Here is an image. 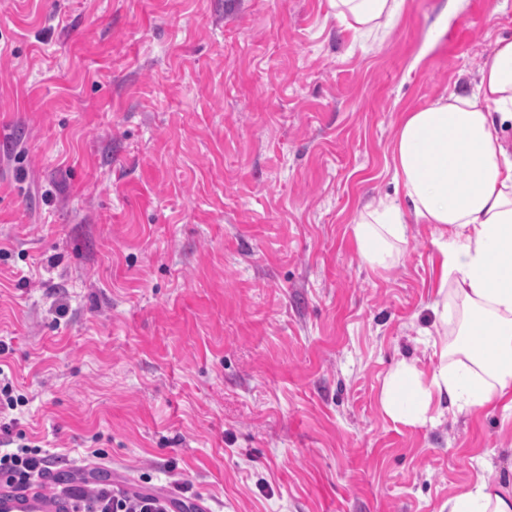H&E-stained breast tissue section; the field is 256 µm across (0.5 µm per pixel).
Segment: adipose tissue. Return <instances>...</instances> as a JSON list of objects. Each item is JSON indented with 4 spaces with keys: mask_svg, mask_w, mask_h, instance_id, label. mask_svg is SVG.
<instances>
[{
    "mask_svg": "<svg viewBox=\"0 0 512 512\" xmlns=\"http://www.w3.org/2000/svg\"><path fill=\"white\" fill-rule=\"evenodd\" d=\"M403 0H329L355 38L383 40ZM512 40L497 39L474 92L450 93L404 113L392 145L393 180L408 209L366 206L355 227L359 254L387 266L408 241L410 223L435 225L439 279L433 313L441 341L431 375L399 366L381 397L384 412L409 425L449 403L512 409ZM449 512H512V490L477 479Z\"/></svg>",
    "mask_w": 512,
    "mask_h": 512,
    "instance_id": "1",
    "label": "adipose tissue"
}]
</instances>
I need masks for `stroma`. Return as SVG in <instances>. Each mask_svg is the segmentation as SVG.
Returning a JSON list of instances; mask_svg holds the SVG:
<instances>
[{"label":"stroma","mask_w":512,"mask_h":512,"mask_svg":"<svg viewBox=\"0 0 512 512\" xmlns=\"http://www.w3.org/2000/svg\"><path fill=\"white\" fill-rule=\"evenodd\" d=\"M512 0H0V371L54 484L210 512H448L512 478V411L393 420L438 363L436 231L365 264L402 113L471 91ZM403 0H329L336 19L355 38L376 42L385 38L399 15Z\"/></svg>","instance_id":"obj_1"}]
</instances>
